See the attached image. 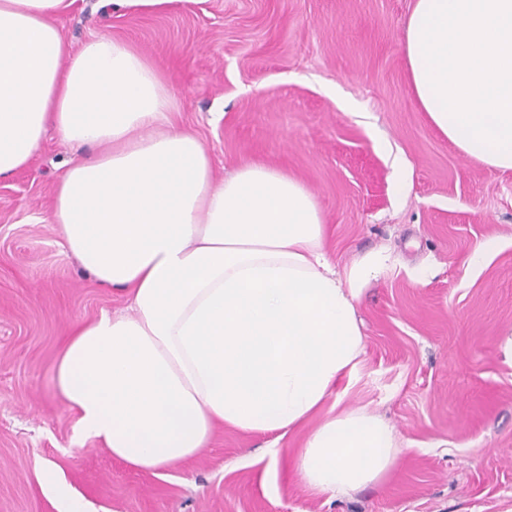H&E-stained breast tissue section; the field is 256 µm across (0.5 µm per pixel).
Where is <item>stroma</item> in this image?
<instances>
[{
    "instance_id": "1",
    "label": "stroma",
    "mask_w": 512,
    "mask_h": 512,
    "mask_svg": "<svg viewBox=\"0 0 512 512\" xmlns=\"http://www.w3.org/2000/svg\"><path fill=\"white\" fill-rule=\"evenodd\" d=\"M413 2L197 0L143 13L75 0L58 20L73 47L108 33L157 60L218 176L253 162L305 183L339 273L390 254L357 304L361 363L335 395L399 436L384 481L317 495L272 456L275 442L303 447L321 411L278 441L217 426L208 448L159 476L79 438L55 384L60 353L74 321L127 303L93 284L48 219L65 162L88 152L52 134L29 170L0 180V512H58L49 463L89 512H512V171L466 159L419 111L403 54Z\"/></svg>"
}]
</instances>
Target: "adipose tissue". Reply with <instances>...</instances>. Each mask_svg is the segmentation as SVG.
Listing matches in <instances>:
<instances>
[{
    "label": "adipose tissue",
    "instance_id": "1",
    "mask_svg": "<svg viewBox=\"0 0 512 512\" xmlns=\"http://www.w3.org/2000/svg\"><path fill=\"white\" fill-rule=\"evenodd\" d=\"M73 2L0 0V179L29 167L48 131L90 146L57 181L50 221L93 283L130 304L72 326L58 392L83 436L153 473L197 456L219 424L285 436L355 373V304L390 257L339 275L302 181L254 163L217 179L152 57L107 34L72 47L56 20ZM404 55L430 124L512 170V0H415ZM401 452L391 427L350 409L293 467L312 493L344 498Z\"/></svg>",
    "mask_w": 512,
    "mask_h": 512
}]
</instances>
